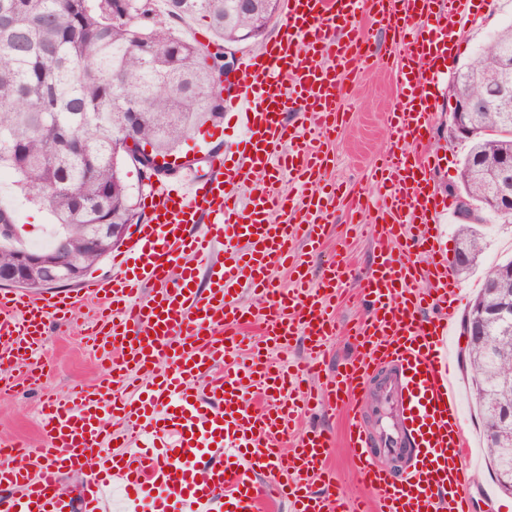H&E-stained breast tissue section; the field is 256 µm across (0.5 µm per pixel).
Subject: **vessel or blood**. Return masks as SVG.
Instances as JSON below:
<instances>
[{"instance_id":"b4317fda","label":"vessel or blood","mask_w":512,"mask_h":512,"mask_svg":"<svg viewBox=\"0 0 512 512\" xmlns=\"http://www.w3.org/2000/svg\"><path fill=\"white\" fill-rule=\"evenodd\" d=\"M472 4L282 0L277 35L241 55L224 99L237 128L236 166L214 152L209 180L190 167L156 179L144 200L146 221L113 255L111 275L42 298L0 291V393L40 385L51 326L86 306L91 348L109 362L93 384L41 406L37 439L0 434V487L20 491L0 499V512H112L117 483L140 491L123 512H267L283 499L291 512H475L446 346L460 288L442 242L448 204L431 188L439 158L430 145L440 65ZM379 16L404 31L393 46L399 93L385 114L392 145L373 169L385 194L373 207L365 196L325 191L323 142L343 123L337 69L374 55L373 29L358 20ZM285 180L295 195L280 191ZM338 204L375 229L372 265L361 273L333 258L311 276L308 258ZM299 240L306 254L296 253ZM285 263L295 276L288 291L272 277ZM351 279L368 307L351 330L355 353L319 390L302 387L300 375L267 352L302 335L321 367V348L336 331L328 308ZM149 283L157 290L146 299ZM243 288L253 289L257 304H240ZM244 345L247 362L228 365ZM131 379L140 382L138 394L120 399L118 386ZM320 406L347 414L346 445L372 491L357 509L336 492L329 435L315 425L295 428L301 413ZM112 418L134 447L112 452ZM90 460L94 478L71 497L63 474Z\"/></svg>"}]
</instances>
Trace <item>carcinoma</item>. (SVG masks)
<instances>
[{
	"instance_id": "carcinoma-1",
	"label": "carcinoma",
	"mask_w": 512,
	"mask_h": 512,
	"mask_svg": "<svg viewBox=\"0 0 512 512\" xmlns=\"http://www.w3.org/2000/svg\"><path fill=\"white\" fill-rule=\"evenodd\" d=\"M0 0V168L9 169L24 198L45 207L53 220L50 253L77 260L83 270L112 250L82 248L87 224H126L140 216L137 185L112 161V137L134 129L135 149L151 147L166 157L206 122L224 113L212 97L211 68L223 67L224 45L276 10L251 0ZM200 18L214 36L216 51L176 31L180 22ZM512 57V23L495 34L477 57L461 68L451 89L474 98V134L459 174L472 209L486 207L470 162L493 168L512 161V111L479 102L480 84L496 80L500 62ZM212 58L208 67L206 58ZM468 259L456 266L469 274L484 251L483 234L465 222L456 231ZM24 249L16 237L0 234V279ZM512 304V259L486 268L479 294L467 311ZM487 335L468 343L472 397L485 420L487 445L497 444L491 461L502 491L512 494V427H500L492 411L512 404V318L491 322Z\"/></svg>"
}]
</instances>
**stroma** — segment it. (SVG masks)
<instances>
[{"label":"stroma","mask_w":512,"mask_h":512,"mask_svg":"<svg viewBox=\"0 0 512 512\" xmlns=\"http://www.w3.org/2000/svg\"><path fill=\"white\" fill-rule=\"evenodd\" d=\"M511 23L512 0H477L471 10L470 20L460 34L457 52L448 64L449 73L442 81L441 94L444 101L439 105L433 133L434 145L444 157L441 171L434 181L437 191L442 195H449L451 189L456 188L459 164L468 149L466 142L452 139L448 131V105L445 98L450 94L451 74L471 62L493 35ZM389 47L387 35H379L375 44L376 58L344 73L348 98L346 115L342 127L332 135L329 143L333 159L329 175L341 191L363 188L375 199L381 196L382 189L375 182L367 180L366 175L372 169L377 155L391 145L383 125V114L397 90L394 76L378 61L379 55L385 54ZM234 138L233 122L225 115L217 123L202 126L199 133L181 146L180 151L201 156L207 149L217 147L224 150L226 163L231 166L237 162L231 147ZM1 194L14 198L15 211L25 229V242L38 240L50 230L52 219L48 211L42 206L27 203L13 183L0 184ZM333 220L321 256L311 261L312 269H320L324 260L335 256L360 268H369L372 263L373 231L350 228L348 215L341 210L335 212ZM479 229L486 243L480 264L469 276L458 279L463 300L467 303L473 300L482 285L485 266L512 258V221H504L487 212L483 215ZM87 318V313L83 312L74 318L69 327L52 329L50 355L42 384L32 389H21L8 399H0V431L36 436L38 410L46 400L66 397L80 387L92 384L98 373L105 369V361L95 360L88 350ZM466 345L462 329H455L448 338V351L463 401L462 425L473 449L472 484L487 492L486 498L480 500L476 512H512V495L500 491L483 448V419L471 399L473 382L465 362ZM311 421L325 429L332 438L330 462L337 491L350 499L358 497L364 488L356 478L343 444L341 417L319 413L313 415Z\"/></svg>","instance_id":"obj_1"}]
</instances>
